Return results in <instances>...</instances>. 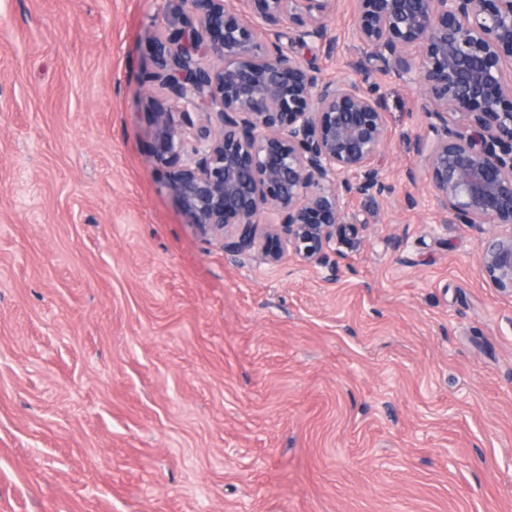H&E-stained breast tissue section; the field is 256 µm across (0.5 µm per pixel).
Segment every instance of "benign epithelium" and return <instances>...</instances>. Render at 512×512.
Listing matches in <instances>:
<instances>
[{"mask_svg":"<svg viewBox=\"0 0 512 512\" xmlns=\"http://www.w3.org/2000/svg\"><path fill=\"white\" fill-rule=\"evenodd\" d=\"M246 2L164 0L152 159L188 223L240 264L291 254L336 282L331 256L354 230L344 199L386 188L378 71L416 86L429 122L414 148L437 204L490 226L482 273L512 292V0H354L363 56L332 81L298 50L334 52L338 0Z\"/></svg>","mask_w":512,"mask_h":512,"instance_id":"obj_1","label":"benign epithelium"}]
</instances>
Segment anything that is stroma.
Listing matches in <instances>:
<instances>
[{
	"label": "stroma",
	"instance_id": "obj_1",
	"mask_svg": "<svg viewBox=\"0 0 512 512\" xmlns=\"http://www.w3.org/2000/svg\"><path fill=\"white\" fill-rule=\"evenodd\" d=\"M162 0H0V512H512V294L384 99L340 277L239 266L151 157ZM352 0L325 78L361 50ZM415 181H408V173Z\"/></svg>",
	"mask_w": 512,
	"mask_h": 512
}]
</instances>
